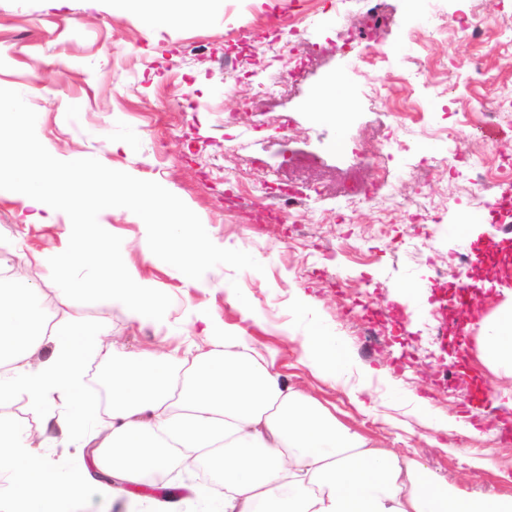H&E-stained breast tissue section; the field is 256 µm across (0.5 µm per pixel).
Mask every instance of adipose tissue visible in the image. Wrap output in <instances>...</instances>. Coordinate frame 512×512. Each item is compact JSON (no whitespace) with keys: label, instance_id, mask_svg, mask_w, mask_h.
I'll list each match as a JSON object with an SVG mask.
<instances>
[{"label":"adipose tissue","instance_id":"ef3b65f1","mask_svg":"<svg viewBox=\"0 0 512 512\" xmlns=\"http://www.w3.org/2000/svg\"><path fill=\"white\" fill-rule=\"evenodd\" d=\"M152 29L186 21L180 0H123ZM20 202V223L69 228V253L90 266L86 278L55 277V256L34 254L50 272L54 290L72 296L102 294L135 319L163 316L161 303L136 274H112L101 262L102 244L91 228L113 209L139 223L165 222L148 233L146 260L166 262L189 279L215 260L208 240L188 235L184 204L163 186L130 176H103L99 163L73 164L46 151L17 161L0 153V186ZM41 291L24 276L0 288V401L24 396L43 408L58 391L69 397L70 427L81 424L82 359L99 346L100 329L90 327L77 303L50 326L41 317ZM47 359H40L44 345ZM308 365L332 385L358 398L366 371H354L338 337L319 325L303 340ZM478 356L512 377V291L480 322ZM259 348L214 352L187 360L160 351L140 361L109 365L112 421L104 437H92L96 470L116 483L167 470L173 445L208 450L212 470L224 482L220 512H512V496L479 497L437 480L415 459L369 446L359 432L341 424L312 396L288 388L262 362ZM29 434L0 422V497L23 512H57L78 498L81 477L63 479L28 453Z\"/></svg>","mask_w":512,"mask_h":512}]
</instances>
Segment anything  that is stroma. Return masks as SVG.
<instances>
[{
	"label": "stroma",
	"instance_id": "1",
	"mask_svg": "<svg viewBox=\"0 0 512 512\" xmlns=\"http://www.w3.org/2000/svg\"><path fill=\"white\" fill-rule=\"evenodd\" d=\"M371 0H342L347 25L360 33V48L376 47L387 61L378 68L346 71L335 47V29L328 20L309 28L305 39L273 41L271 58L244 55L246 35L276 28L278 8L266 0H223L205 23H184L152 31L128 15L121 0H102L98 10L85 0H0V93L25 111L38 115L29 138L0 139V149L24 159L52 149L83 159H104L116 173L164 185L187 207L190 219L213 243L218 261L208 264L205 287L184 279L172 267L146 261L142 254L144 228L123 210H113L95 234L106 246L108 267L131 270L152 282L165 305V317L132 319L104 299L84 302L90 323L102 327V348L85 363L84 406L95 424L110 418V393L97 385L108 367L106 355L116 352L140 357L159 348H180L199 355L223 347L221 339H203L200 317L225 326L228 332L273 352V368L289 387L320 400L339 422L367 437L371 446L395 449L416 458L435 476L476 495H512V446L500 440V425L512 427V409H495L497 425L472 439L435 430L438 421L464 413L466 383L449 387V356L465 348L468 381L495 394L512 390L506 378L478 357L479 320L492 314L502 291L484 280L486 266L512 256V238L493 224V203L501 187H481L467 177L453 176L448 165H426V158L462 151L485 154L488 145L477 125L463 115L491 108L494 81L512 86V51L495 40L481 46L463 32L449 28L445 38L414 41L409 33L416 17L408 0H384L383 16L371 20ZM330 47L325 59L304 84L273 102L249 104L255 75L285 70L306 57L307 40ZM438 68L425 92L435 108V124L450 128L454 140L442 143L425 124L399 131L406 152L388 161L389 185L368 201L342 206L336 179L353 170L363 187L374 182L375 170L355 164L345 148L359 143L373 158L383 148L376 135L390 125L395 99L404 97L403 76L425 59ZM334 89L335 100L348 104L352 120L344 126L318 114L322 95ZM81 109L68 115L70 101ZM238 115L240 136H227L224 115ZM131 151H124V144ZM308 162L305 180L322 189V197L299 214L297 224H274L240 195L233 175H262L282 156ZM19 205L0 196V273L24 270L40 288L42 304L53 318L64 307L48 285L45 268L30 263L32 252L61 256L59 276L78 274L64 256L68 246L63 225H23ZM425 211L427 223L413 224L409 214ZM479 225L475 235L463 227ZM250 254L242 266L222 258L225 246ZM469 264L463 280L486 296L465 338L451 334L457 313H440L435 288L437 272L454 270L457 254ZM239 288L249 314L235 306L229 287ZM304 292L311 302L308 316L295 312V296ZM339 336L349 359L371 369L358 399L322 381L305 363L302 337L309 322ZM374 328L375 347L364 344L362 332ZM419 396L427 414L395 400V393ZM57 419L68 418L67 396L50 399ZM29 416L41 441L31 452L44 466L80 473L84 493L73 512H157L165 500L181 502L182 512H210L221 499L212 470L198 473L170 468L162 473L161 489L147 493L140 485H123L104 495L90 475L91 456L80 440L62 436L55 422L25 400L0 404V419L16 422ZM493 449L492 464L479 479H471L466 449Z\"/></svg>",
	"mask_w": 512,
	"mask_h": 512
}]
</instances>
